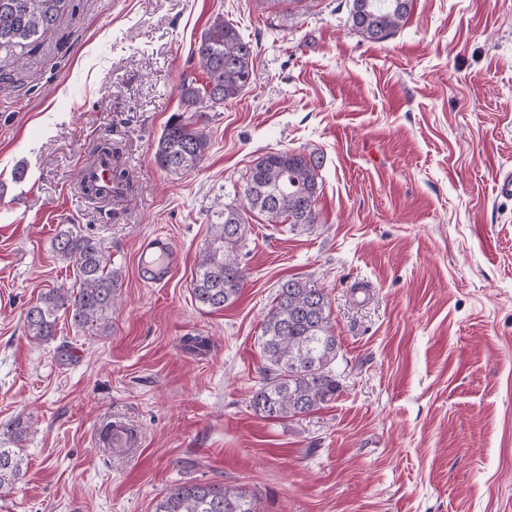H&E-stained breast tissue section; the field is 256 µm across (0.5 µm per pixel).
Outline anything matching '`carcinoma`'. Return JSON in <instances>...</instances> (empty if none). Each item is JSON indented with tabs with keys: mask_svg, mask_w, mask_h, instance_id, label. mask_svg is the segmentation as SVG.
Masks as SVG:
<instances>
[{
	"mask_svg": "<svg viewBox=\"0 0 512 512\" xmlns=\"http://www.w3.org/2000/svg\"><path fill=\"white\" fill-rule=\"evenodd\" d=\"M70 5L71 0H0V48L23 46L42 37ZM410 5L411 0H350L349 22L365 39L382 42L395 35ZM254 53L253 42L221 15L205 29L193 55L203 80H183L184 112L172 116L157 142L155 159L167 174L185 175L204 160L210 147L206 133L210 113L224 108L251 84ZM186 112L190 116H184ZM102 156L115 160L113 183L126 185V170L116 163L119 150L110 142L100 143L88 164ZM321 166V158L313 153L287 150L258 158L245 180V205L215 212L192 281L198 304L220 311L243 286L244 268L236 251L245 233L243 212L256 211L271 223H316ZM52 248L59 260L73 264L75 282L47 289L27 307V336L35 342L51 339L61 314L80 332H107L117 305L119 276L112 268L109 247L69 228L54 237ZM339 348L324 289L310 280L282 281L263 323L261 349L266 364L250 408L263 418L283 419L308 414L335 399L338 383L333 364ZM21 472L19 452L0 447V490L17 481ZM154 512L258 510L256 498L247 492L207 482L173 485L157 501Z\"/></svg>",
	"mask_w": 512,
	"mask_h": 512,
	"instance_id": "1",
	"label": "carcinoma"
}]
</instances>
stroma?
I'll return each instance as SVG.
<instances>
[{"mask_svg":"<svg viewBox=\"0 0 512 512\" xmlns=\"http://www.w3.org/2000/svg\"><path fill=\"white\" fill-rule=\"evenodd\" d=\"M346 0H73L36 48L0 49V434L21 422L24 475L0 512H153L179 483L254 494L260 512H512V0H412L364 39ZM257 45L254 80L207 127L200 167L154 161L192 50L216 15ZM130 173L85 199L102 139ZM320 155L317 219L249 213L246 280L224 310L192 279L218 205L266 153ZM103 240L119 270L104 334L30 341L24 311L73 270L51 241ZM181 264L144 283L137 250ZM312 279L341 342L338 396L269 420L249 406L280 281ZM123 417L126 457L95 431ZM138 253L142 262L141 278L148 284L168 281L181 262L180 253L174 248L171 239L161 233L142 238Z\"/></svg>","mask_w":512,"mask_h":512,"instance_id":"stroma-1","label":"stroma"}]
</instances>
